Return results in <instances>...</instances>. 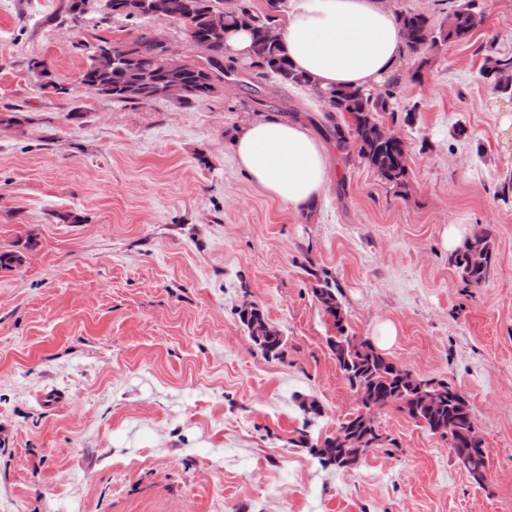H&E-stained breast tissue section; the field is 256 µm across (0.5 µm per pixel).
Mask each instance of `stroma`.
Returning <instances> with one entry per match:
<instances>
[{"instance_id":"obj_1","label":"stroma","mask_w":512,"mask_h":512,"mask_svg":"<svg viewBox=\"0 0 512 512\" xmlns=\"http://www.w3.org/2000/svg\"><path fill=\"white\" fill-rule=\"evenodd\" d=\"M62 0H0V512H512V98L485 70L512 56V0H487L464 41L400 84L396 188L340 149L314 92L239 82L193 106L44 94L26 63L75 83L80 39L136 37ZM303 120L337 175L309 212L269 198L233 158L253 116ZM78 223L65 222L66 214ZM491 229L490 274L465 285L449 223ZM341 291L350 333L467 400L487 467L475 482L448 438L397 407L357 465L325 469L296 444L358 400L313 289ZM254 306L285 337L264 358L240 320ZM66 398L53 408L42 392ZM321 417L305 424L301 400Z\"/></svg>"}]
</instances>
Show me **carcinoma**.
Here are the masks:
<instances>
[{
  "instance_id": "cac0c4a2",
  "label": "carcinoma",
  "mask_w": 512,
  "mask_h": 512,
  "mask_svg": "<svg viewBox=\"0 0 512 512\" xmlns=\"http://www.w3.org/2000/svg\"><path fill=\"white\" fill-rule=\"evenodd\" d=\"M134 13L122 15L126 20L145 22L154 18L177 20L188 17L193 24V34L202 48L204 62H186L169 65L159 46L145 31L133 43L135 54L122 60L120 65L98 62L92 50L83 46L76 49L84 59L78 84L99 97L115 104H137V101L122 95V89L130 84L142 83L146 96L155 102L162 99L159 88L170 80H181L192 87V92L179 100L182 105H193L208 99L216 84L235 74L233 60H224V47L213 45L206 39L208 26L215 20L230 28H247L252 37L249 68L254 78L271 77L282 84L309 86L310 80L297 72L290 64L279 41L267 35L269 27L280 23L279 13L285 0H265L260 8L252 0H234L232 8L225 7L228 0H130ZM408 53L426 63L429 55L438 46L448 42L466 40L485 20V11L468 0L463 8L449 14L446 21L437 25L430 16L411 10L396 15ZM45 81L40 88L53 96L67 97L74 88L56 81L51 69H46ZM491 72L495 73V89L512 95V57L497 58ZM398 84L390 83L384 91L372 93L362 88L349 90L318 87L313 91L319 96L328 114H340L349 118V134L336 125L331 134L338 143L351 136L357 156L380 178L396 188L407 186V148L397 143L383 141L379 126L386 116H395ZM491 232L477 231L466 241L456 255L454 265L462 282L468 286L479 285L488 277L491 267ZM314 294L324 312L333 319L336 335L327 339V344L336 358L339 368L353 387L363 386L365 397L360 402V411L338 425L336 431L322 439L310 442L306 433L298 439L300 447L318 458L325 467H338L336 449L342 447L343 439L352 431L370 435L369 442L378 440L373 429L363 426L362 417H371V411L395 405L416 423L432 433L451 436V448L457 458L464 459L467 472L479 483L484 480L487 465L482 441L472 435L473 416L463 396L449 386L440 396L437 407L430 409L424 403L428 390H420L422 380L409 370L379 352L369 340L348 332L343 317V305L336 289L329 281L317 285ZM256 348L263 356L280 359L285 353V342L279 331L271 328L259 332L246 323Z\"/></svg>"
}]
</instances>
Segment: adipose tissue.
I'll return each instance as SVG.
<instances>
[{"instance_id":"adipose-tissue-1","label":"adipose tissue","mask_w":512,"mask_h":512,"mask_svg":"<svg viewBox=\"0 0 512 512\" xmlns=\"http://www.w3.org/2000/svg\"><path fill=\"white\" fill-rule=\"evenodd\" d=\"M280 36L294 68L323 89L371 90L403 74V38L386 0H288ZM233 154L254 183L297 212L334 177L327 147L297 122L253 120Z\"/></svg>"}]
</instances>
